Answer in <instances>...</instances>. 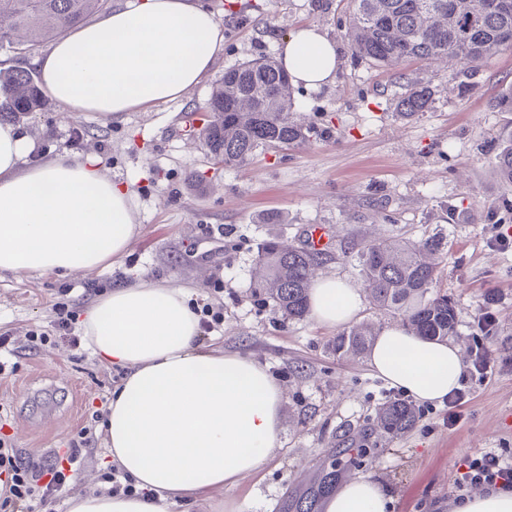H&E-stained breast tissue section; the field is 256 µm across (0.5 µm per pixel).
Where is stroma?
I'll list each match as a JSON object with an SVG mask.
<instances>
[{"instance_id": "stroma-1", "label": "stroma", "mask_w": 512, "mask_h": 512, "mask_svg": "<svg viewBox=\"0 0 512 512\" xmlns=\"http://www.w3.org/2000/svg\"><path fill=\"white\" fill-rule=\"evenodd\" d=\"M224 28L212 73L181 99L116 120L70 114L57 103L21 118L36 157L95 158L127 185L140 229L122 257L75 276L0 272V336L15 369L0 378V439L24 460L66 454L82 427L95 443L57 494V512L77 487L102 488L111 465L96 417L106 411L122 370L102 366L87 343L29 347L34 330H52L55 304L73 314L112 288L142 276L191 288L190 301L220 312L204 346L266 364L283 389L284 446L257 474L231 489L168 506L167 512H286L327 471L371 475L392 498L391 512H449L469 494L460 484L469 458L512 448V250L489 242L512 235V185L496 174L498 139L512 111L493 108L512 85V51L473 70L416 61L397 70L355 62L345 38L347 0H199ZM304 25L335 42L341 60L333 83L295 85L296 117L313 126L309 142L257 152L244 166L216 162L199 135L181 136L187 113L205 102L228 67L277 56L283 39ZM427 85L429 109L412 117L396 103L408 83ZM280 213V224L265 223ZM329 236L321 276L361 286L347 251L382 238L447 240L439 283L454 302L451 337L468 349L484 294H499L489 338L499 366L473 384L461 419L444 405L414 402L415 426L385 432L378 410L398 394L370 369L366 354L333 349L338 328L312 318L286 319L259 300L252 272L262 242L306 240L309 226Z\"/></svg>"}]
</instances>
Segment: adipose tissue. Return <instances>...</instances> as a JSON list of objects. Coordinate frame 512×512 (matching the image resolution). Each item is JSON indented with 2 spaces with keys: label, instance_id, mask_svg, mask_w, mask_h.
<instances>
[{
  "label": "adipose tissue",
  "instance_id": "obj_1",
  "mask_svg": "<svg viewBox=\"0 0 512 512\" xmlns=\"http://www.w3.org/2000/svg\"><path fill=\"white\" fill-rule=\"evenodd\" d=\"M224 28L195 0H124L100 20L55 42L34 59L46 92L66 112L103 119L181 98L212 70ZM294 82L319 88L336 77V46L314 25L280 46ZM34 142L0 122V271L74 275L107 265L138 228L133 197L94 158L66 154L26 163ZM188 288L147 279L113 288L83 313L94 355L123 369L112 391L105 440L131 494L73 491L68 512H166L168 505L232 488L258 473L283 444L282 389L268 366L241 354L205 349ZM359 289L318 278L309 309L322 325L355 320ZM367 360L390 387L441 404L459 389L457 346L406 332L381 331ZM391 499L371 476L346 481L324 512H389Z\"/></svg>",
  "mask_w": 512,
  "mask_h": 512
}]
</instances>
